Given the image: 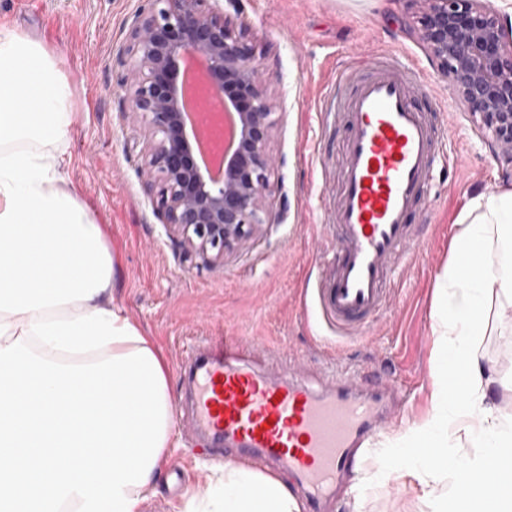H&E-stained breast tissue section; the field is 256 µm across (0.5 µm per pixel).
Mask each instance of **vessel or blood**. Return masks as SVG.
Wrapping results in <instances>:
<instances>
[{"label": "vessel or blood", "mask_w": 512, "mask_h": 512, "mask_svg": "<svg viewBox=\"0 0 512 512\" xmlns=\"http://www.w3.org/2000/svg\"><path fill=\"white\" fill-rule=\"evenodd\" d=\"M394 54L355 51L319 103L344 113L345 163L336 204V255L318 276L320 315L337 335L360 332L384 309L389 272L413 247L410 223L428 195L434 165L447 164L440 127L416 104L428 94ZM239 340H198L177 370L176 411L198 452L215 463H255L288 478L305 512H329L336 491L360 466L378 433L400 412L401 387L365 385L341 370L314 385L303 376L256 367Z\"/></svg>", "instance_id": "vessel-or-blood-1"}]
</instances>
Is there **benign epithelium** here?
Masks as SVG:
<instances>
[{
    "label": "benign epithelium",
    "instance_id": "1",
    "mask_svg": "<svg viewBox=\"0 0 512 512\" xmlns=\"http://www.w3.org/2000/svg\"><path fill=\"white\" fill-rule=\"evenodd\" d=\"M129 34L130 85L123 115L142 139L147 192L187 256L224 253L270 223L266 203L276 160L277 119L245 32L210 0H148ZM424 3L404 26L422 43L467 111L491 132L490 146L512 164V16L492 0ZM204 63L206 97L235 118L230 145L214 169L197 161L194 126L185 119L186 61Z\"/></svg>",
    "mask_w": 512,
    "mask_h": 512
}]
</instances>
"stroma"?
<instances>
[{"instance_id": "1", "label": "stroma", "mask_w": 512, "mask_h": 512, "mask_svg": "<svg viewBox=\"0 0 512 512\" xmlns=\"http://www.w3.org/2000/svg\"><path fill=\"white\" fill-rule=\"evenodd\" d=\"M146 6L147 0H0V24L39 42L71 86L75 123L59 146L66 184L102 226L115 258L112 296L152 341L170 396L178 394L176 368L195 340L229 336L254 343L273 366L317 381L339 366L372 381H398L410 423L419 422L433 381L435 284L453 256L458 219L473 197L512 187V167L486 144L489 131L449 93L424 46L403 33V0H218L247 27L278 119L270 142L278 166L267 197L273 220L223 260L186 258L145 194L143 145L122 117L130 75L125 48ZM363 47L397 54L429 85L428 104L447 124L448 165L431 174V203L413 218L419 247L395 265L389 307L364 334L339 337L318 327L312 288L336 243L324 210L336 184L322 180L320 170L338 171L344 134L319 116L317 104L337 64ZM490 317L480 354L498 378L512 382V315L495 306ZM173 442L169 461L186 465L189 476L176 490L161 474L143 512H186L202 488L224 476L213 462L189 458L183 427ZM378 472L371 462L344 483L334 512H415L413 492L389 495Z\"/></svg>"}]
</instances>
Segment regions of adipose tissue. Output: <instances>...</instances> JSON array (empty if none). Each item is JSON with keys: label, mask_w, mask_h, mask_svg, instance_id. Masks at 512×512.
<instances>
[{"label": "adipose tissue", "mask_w": 512, "mask_h": 512, "mask_svg": "<svg viewBox=\"0 0 512 512\" xmlns=\"http://www.w3.org/2000/svg\"><path fill=\"white\" fill-rule=\"evenodd\" d=\"M71 89L43 47L0 25V349L15 341L60 364H90L148 347L111 296L114 262L100 224L66 189L55 153L75 116ZM438 279L430 409L380 457L401 456L418 512H502L512 504V412L480 355L493 304L512 305V190L474 197ZM470 456L460 455L463 447ZM432 449L423 461L419 448ZM493 483L492 498L461 476ZM208 512H301L279 481L228 463L202 492Z\"/></svg>", "instance_id": "ef3b65f1"}]
</instances>
